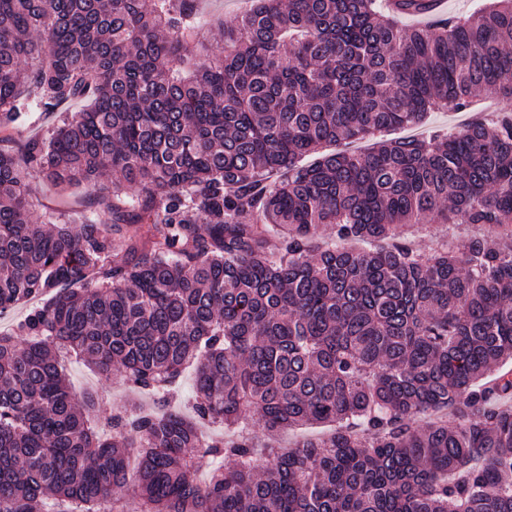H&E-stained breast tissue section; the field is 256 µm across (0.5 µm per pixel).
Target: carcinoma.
Here are the masks:
<instances>
[{"instance_id":"cac0c4a2","label":"carcinoma","mask_w":512,"mask_h":512,"mask_svg":"<svg viewBox=\"0 0 512 512\" xmlns=\"http://www.w3.org/2000/svg\"><path fill=\"white\" fill-rule=\"evenodd\" d=\"M433 2L255 0L215 51L199 0H0V129L86 101L0 150V312L42 300L0 332V512H512V0L399 24ZM37 177L97 205L35 219ZM416 224L490 233L426 254ZM72 356L163 404L193 365V416L108 437ZM493 110V105L488 99L479 97L474 99V103L464 112H431L425 124L415 130L398 131L399 136L422 137L431 130L458 128L462 124L479 117H483ZM397 134L384 133L383 139L397 137ZM70 107L63 106L57 112H35L31 115L28 125L24 128L23 133L14 134L12 137H5L4 141H0V148L9 150L13 153L20 154L25 141L31 137L41 136L46 134L54 125H56L60 118L61 112H68Z\"/></svg>"}]
</instances>
